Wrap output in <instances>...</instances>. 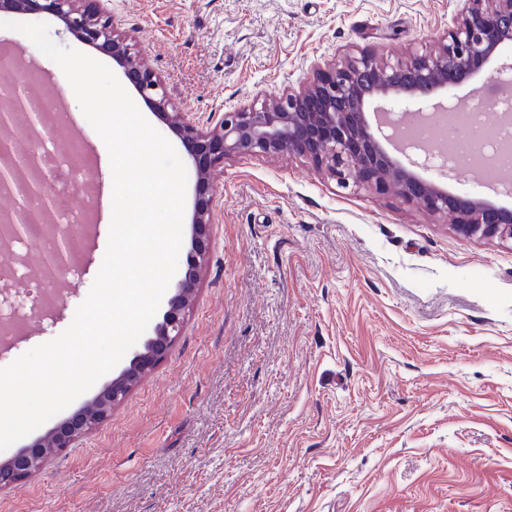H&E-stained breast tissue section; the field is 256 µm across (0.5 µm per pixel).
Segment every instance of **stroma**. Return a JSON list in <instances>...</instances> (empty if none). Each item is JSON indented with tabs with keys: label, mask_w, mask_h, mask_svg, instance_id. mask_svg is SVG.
Segmentation results:
<instances>
[{
	"label": "stroma",
	"mask_w": 512,
	"mask_h": 512,
	"mask_svg": "<svg viewBox=\"0 0 512 512\" xmlns=\"http://www.w3.org/2000/svg\"><path fill=\"white\" fill-rule=\"evenodd\" d=\"M202 127L321 64L432 48L460 0H100ZM104 64L50 15L0 11V51L61 98L97 235L52 315L0 367L63 332L105 255L107 148L19 23ZM449 192L512 208L476 168ZM209 251L182 335L98 428L0 512H512V246L458 234L394 192L299 157L235 155L212 183Z\"/></svg>",
	"instance_id": "obj_1"
}]
</instances>
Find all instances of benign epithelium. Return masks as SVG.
Here are the masks:
<instances>
[{"instance_id": "1", "label": "benign epithelium", "mask_w": 512, "mask_h": 512, "mask_svg": "<svg viewBox=\"0 0 512 512\" xmlns=\"http://www.w3.org/2000/svg\"><path fill=\"white\" fill-rule=\"evenodd\" d=\"M99 0H0V9L46 13L57 17L74 36L112 57L145 102L180 138L194 162L197 198L192 215L193 263L168 298V310L155 334L131 358L129 365L97 397L68 421L36 440L30 448L0 461V489L15 486L38 471L54 454L71 447L94 430L125 400L133 386L167 355L181 335L184 313L195 292L197 271L206 258L205 230L211 224L209 190L224 159L234 155L310 158L335 177L377 190L393 184L402 202L430 215H451L453 228L467 238L512 242V210L488 200L454 195L434 181L402 165L384 147L392 139L377 135L367 119L372 103L427 101L446 94L459 81L490 63L497 49L512 40V0H464L453 28L425 53L394 62L361 51L339 63L318 66L296 90L271 95L224 113L210 130H203L187 113L173 108L171 97L151 68L132 52L129 38L117 33ZM17 112L29 113V128L54 132L49 116L36 109L23 77L0 84V131L14 128ZM417 166L451 173L456 166L422 149ZM56 169L36 144L15 149L0 160V189L14 193L17 205L7 216L11 237L23 240L57 219ZM83 237L60 224L41 276L50 285L73 269Z\"/></svg>"}]
</instances>
